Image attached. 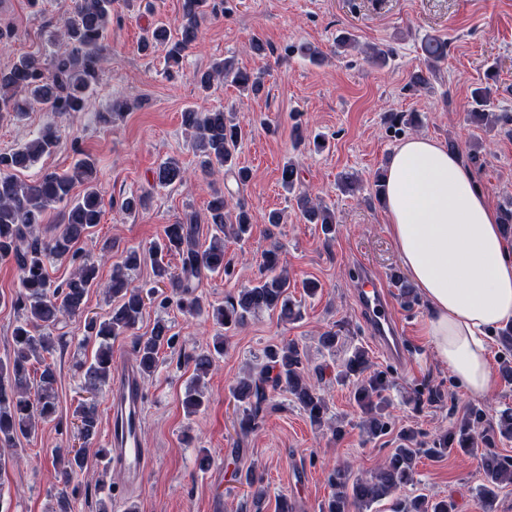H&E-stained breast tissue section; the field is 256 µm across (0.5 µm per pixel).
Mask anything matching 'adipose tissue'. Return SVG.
Segmentation results:
<instances>
[{"label":"adipose tissue","mask_w":512,"mask_h":512,"mask_svg":"<svg viewBox=\"0 0 512 512\" xmlns=\"http://www.w3.org/2000/svg\"><path fill=\"white\" fill-rule=\"evenodd\" d=\"M385 175L394 246L430 309L424 332L460 386L485 395L487 337L512 322V244L473 172L435 139H404Z\"/></svg>","instance_id":"1"}]
</instances>
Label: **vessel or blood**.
I'll use <instances>...</instances> for the list:
<instances>
[{
  "label": "vessel or blood",
  "instance_id": "obj_1",
  "mask_svg": "<svg viewBox=\"0 0 512 512\" xmlns=\"http://www.w3.org/2000/svg\"><path fill=\"white\" fill-rule=\"evenodd\" d=\"M356 302L378 348L392 362H400L407 338L383 281H375L370 287L357 290ZM145 401L144 388L134 369H125L115 376L108 456L111 465L136 479L145 475L151 462L142 437Z\"/></svg>",
  "mask_w": 512,
  "mask_h": 512
}]
</instances>
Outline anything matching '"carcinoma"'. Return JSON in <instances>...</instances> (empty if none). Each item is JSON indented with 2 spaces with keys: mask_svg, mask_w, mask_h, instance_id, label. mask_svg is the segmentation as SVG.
<instances>
[{
  "mask_svg": "<svg viewBox=\"0 0 512 512\" xmlns=\"http://www.w3.org/2000/svg\"><path fill=\"white\" fill-rule=\"evenodd\" d=\"M115 0H73L69 15L62 21L60 31L52 42L58 46L51 58L41 60L25 55L13 62L6 71H0V114H11L21 119L33 104L43 106L53 116L72 115L86 111L91 105L94 87L98 83L105 61L103 40L112 26ZM213 0H183L177 34L166 27L148 33L139 44L145 55L158 48L165 51L167 65H177L185 53L196 44L200 27L208 15L215 13ZM448 44L436 36H429L421 44L424 69L412 77V85L426 87L440 70L447 57ZM228 80L235 86L259 94L264 88V74L250 72L236 66L234 60L224 61V67L195 74L200 87L210 88L215 79ZM497 91L494 75L487 74V83L472 92L474 106L469 112L471 122L479 124L489 116L493 95ZM183 126L193 133V144L200 157V170L213 176L222 171L234 174L237 182L245 184L250 171L239 165L237 153L244 128L234 114L222 109L209 112L189 110L182 115ZM418 116H389V129L400 134L405 128L419 125ZM60 140L56 126L48 122L38 135L25 146L0 153V259H11L17 264L20 291L14 300L25 319L13 330V356L0 362V445H12L16 438L32 433L33 420H45L56 412V374L44 362L43 354L51 352L61 337L51 330L66 317L85 311V298L95 287L103 286L115 301L107 318L88 317L85 322L87 338L97 344L93 361L76 362L83 373L82 389L98 395L112 383V343L117 336H133L135 362L144 375L152 374L159 365L161 351L173 349L178 337L171 327L157 320L150 333L135 334L146 302L156 299L158 286L172 288V296H165V306L176 298L178 308L190 315L207 314L225 331L244 327L248 320L264 310L279 312L285 321L301 316L288 294L290 278L287 269L280 266L281 247L274 243L262 254L260 277L255 285L241 288L224 296L221 304H212L196 293L203 278L209 274L231 273L225 261L224 238L243 240L250 231L251 214L245 205L237 204L230 211L226 196L217 192L209 201L207 214L193 212L175 224L163 229L161 241L152 248L153 285H135L130 277L144 263L145 254L126 250L121 262L112 268L108 283L97 279L95 263L78 255L75 244L100 223L104 197L96 181V165L92 157L78 159L68 171L59 173L46 170L31 181L23 180L19 173L29 169L38 159L52 151ZM451 151L460 154L466 164L482 166L481 152L473 144L462 151L453 142ZM187 171L175 158L161 163L155 171L159 186L181 183ZM300 179L297 164L289 160L282 166L280 182L292 191ZM83 186V194H73L76 185ZM300 216L311 224L321 226L325 238L336 236V212L322 203H316L306 193L294 196ZM150 196L132 194L123 199L121 208L135 214L148 208ZM53 205L62 206L63 223L48 238L40 235L46 211ZM211 225L208 243L200 241L201 225ZM179 259L176 269L164 262L163 255ZM70 260L75 264L72 275L55 283L48 274L50 260ZM394 286L407 308L418 301L413 285L398 271L391 274ZM304 352L294 342L268 347L264 363L250 369L238 381L232 395L238 408V430L248 435L256 426L259 415L270 401V392L286 385L295 401L307 413L310 423L322 427L327 404L305 375ZM193 366V381L198 383L212 367L213 357L199 353L186 358ZM336 381L352 385L353 401L360 410L361 430L374 439L388 430L386 392L393 381L384 371L372 369L366 350L353 349L344 360ZM73 428L83 445L80 448H57L52 464L58 470L65 489L56 494L54 512H69L70 497L78 492L73 478L82 471L88 447L99 430V414L95 401L81 400L73 412ZM470 422L466 421L455 432L438 435L432 447L422 448L419 432L407 429L400 436L398 448L368 477L354 476L347 466L330 470L328 483L332 492L321 505L320 512H371L373 505L391 498L393 512H456L453 500L431 498L426 495L402 497V488L414 482L417 457L426 451L443 456L459 448L467 450L472 443ZM484 483L479 487L481 512H491L502 487L512 483V458L488 448L481 459Z\"/></svg>",
  "mask_w": 512,
  "mask_h": 512,
  "instance_id": "1",
  "label": "carcinoma"
}]
</instances>
